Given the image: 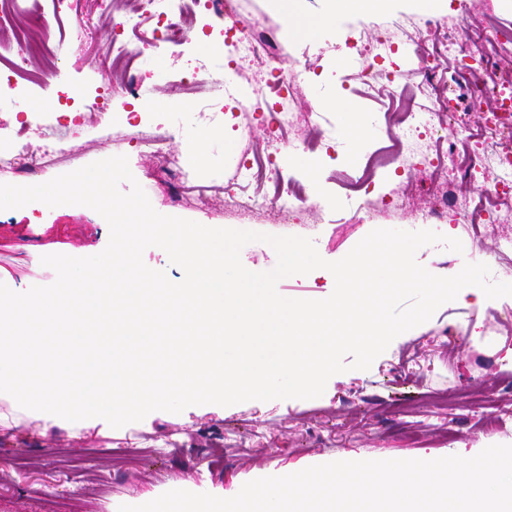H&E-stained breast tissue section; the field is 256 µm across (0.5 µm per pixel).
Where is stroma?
Returning <instances> with one entry per match:
<instances>
[{
  "instance_id": "1",
  "label": "stroma",
  "mask_w": 512,
  "mask_h": 512,
  "mask_svg": "<svg viewBox=\"0 0 512 512\" xmlns=\"http://www.w3.org/2000/svg\"><path fill=\"white\" fill-rule=\"evenodd\" d=\"M238 5L242 21L258 24L283 55L303 68L293 95L284 102V135L269 130L270 104L250 102L245 120L251 135L246 138L234 129L235 99H225L223 108L203 118L199 111L204 94L177 84L176 71L197 54L211 64L212 75L229 81L267 78V71L252 62L239 72L228 69L223 16L193 31L183 46L142 52L134 73L144 79L143 99L122 101L121 80L106 60L113 21L131 9L130 0H26L23 10L14 12L12 24L0 29V37L11 38L13 31L25 28L32 40L45 42L47 50L26 60L19 74L22 89L0 105V157L22 147L40 155L38 128L53 123L65 155L39 169L34 181L44 183L123 155L157 212L212 228L307 237L328 261L343 258L374 229H423L422 217L433 200L424 189L429 170L415 160L374 178L376 185L393 191L416 186L411 209L381 208L374 219L363 222L348 217L349 183L361 176L366 154L389 143L383 119L390 103L387 93L351 79L361 59L333 28L292 33L287 17L272 10L268 0H239ZM35 11L47 19V30L29 29ZM395 16L405 22L404 29L392 31L398 48L395 60L407 70L415 58L414 30L428 16L414 0H385L380 11L351 16L347 22L374 37L390 31ZM54 72L83 92L87 106L78 120L58 116L50 108L36 109ZM98 96L103 106L96 109L92 102ZM342 98L361 116L365 133L360 140L339 135L344 115L336 102ZM141 102L167 112L156 131L168 136L171 159L184 184L192 188L182 198H173L152 178L160 160L140 144L135 121L126 117ZM312 105L337 136V150L313 148L317 133L307 118ZM204 133L210 139L201 167L186 148ZM293 144L300 145L306 164L293 173L306 189L300 223L278 224L266 213L240 214L225 206L224 189L247 149L259 147L281 163L284 149ZM309 168L316 171V180L307 179ZM109 237L106 220L88 207L51 208L33 202L0 211V283L10 288L51 284L56 274L42 265V256L77 250L92 256L105 249ZM333 290V282L318 269L277 284L278 293L292 299H324ZM504 345L512 346V296L483 309L452 301L390 344L369 369L332 376L324 393L314 399L252 400L221 411L191 406L104 434H75L63 427L42 434L0 429V512H49L53 507L118 512L130 500L157 497L186 482L199 493L219 488L232 494L272 472L342 461L351 453L373 460L441 458L462 441L471 448L512 445V369L501 360ZM490 393L495 402L489 410L479 400ZM112 448H134L138 454L115 458L108 454Z\"/></svg>"
}]
</instances>
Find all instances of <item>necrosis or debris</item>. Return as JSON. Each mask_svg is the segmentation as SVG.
<instances>
[{
	"mask_svg": "<svg viewBox=\"0 0 512 512\" xmlns=\"http://www.w3.org/2000/svg\"><path fill=\"white\" fill-rule=\"evenodd\" d=\"M141 9L124 15L116 27L117 36L111 44L112 66L131 73L142 46L184 43L191 26L200 13L223 14L231 35L229 65L246 61L264 60L274 73L267 82H248L247 98L285 100L295 81L289 73L287 59L278 57L272 41L264 39L256 25L240 23L238 0H142ZM441 19L429 18L417 40L416 64L412 69L419 81L402 82L401 71L380 73L374 59H384L393 52L390 38L369 42L364 31H350L346 40L357 54L369 58L357 77L363 86L384 88L389 94L388 112L395 118L396 132L393 144L372 151L367 157L368 173L387 165L390 156L403 154L418 156L422 143L435 148L429 162L431 177L428 190L434 206L428 214L433 224L461 226L473 254H481L484 238L495 229L494 214L501 205L512 204V151L492 147L478 153H460L456 141L442 135L438 118L451 114L456 127H463L462 110H449L448 99L438 84L440 60H448V79L464 89L469 102H476V88H484L493 97V106L484 114L488 130L495 134L512 135V27H497L494 35H487L483 27L467 24L464 38L444 34ZM496 173L494 181L480 179L481 170ZM458 172L468 178L471 188L460 193L449 181V172ZM276 168L270 155L255 151L246 154L236 172V189L228 191V204L234 208L262 210L266 196L255 193L242 196L237 188L242 184L270 180L274 183L277 210L285 219H293L296 204L304 198L305 189L297 182L280 183L275 179Z\"/></svg>",
	"mask_w": 512,
	"mask_h": 512,
	"instance_id": "necrosis-or-debris-1",
	"label": "necrosis or debris"
}]
</instances>
